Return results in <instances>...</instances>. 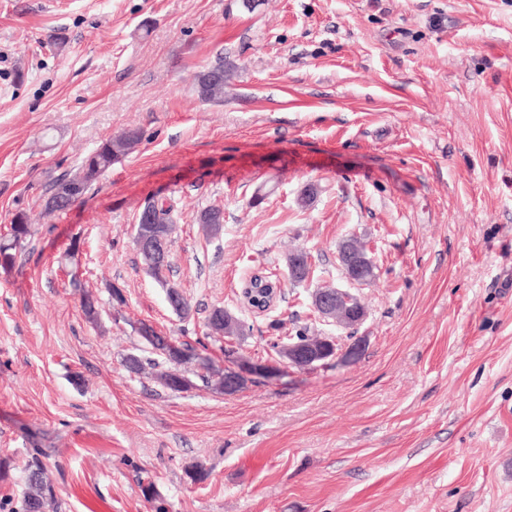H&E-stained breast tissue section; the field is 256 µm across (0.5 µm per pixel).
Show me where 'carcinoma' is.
Here are the masks:
<instances>
[{
	"label": "carcinoma",
	"mask_w": 512,
	"mask_h": 512,
	"mask_svg": "<svg viewBox=\"0 0 512 512\" xmlns=\"http://www.w3.org/2000/svg\"><path fill=\"white\" fill-rule=\"evenodd\" d=\"M208 69L221 76L220 83L203 89L199 84H194L198 99L205 103H221L224 101V85L231 69V64L224 61L219 55ZM141 140V134L136 129H129L122 135L103 141L98 147L84 158L81 165L72 174H64L51 181L49 194L56 195L63 199L64 204L60 210L82 202L85 196L107 172L113 164L118 162ZM151 210L149 223L156 225L166 237L167 243H172V234L175 230V209L170 200L166 198L149 197L140 206L138 214ZM197 223L201 224L202 230L210 237L218 236L223 230L224 212L218 208H206L197 215ZM31 237V228L25 213L15 214L8 232L0 235V266L6 267L15 263L18 253L23 249ZM140 263L145 272L155 281L167 283L166 271L170 268V261L166 260L161 264H152L145 255H139ZM167 298L171 309L182 319L191 315V306L183 294L174 287L167 288ZM225 310L222 307H214L206 317L205 326L207 332L204 339L196 340V345L189 343L183 347L189 351L184 358L175 356L163 342L149 346L150 355L130 354L125 359V366L129 372L141 375L147 370L155 371V377L166 389L174 393L185 392L195 386L192 377H197L204 386L217 392H224V378L213 375L210 370L197 368L191 372L186 365L192 363V355L196 347L207 349L205 340L216 338L227 334L229 336L243 335V324L239 323L235 328H230L224 323ZM159 353L164 357V362L152 358V354ZM22 512H58L59 502L55 494L53 481L48 474L47 467L40 461L35 460L33 467L28 469L25 478L24 489L21 497Z\"/></svg>",
	"instance_id": "1"
}]
</instances>
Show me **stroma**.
Returning a JSON list of instances; mask_svg holds the SVG:
<instances>
[{
    "mask_svg": "<svg viewBox=\"0 0 512 512\" xmlns=\"http://www.w3.org/2000/svg\"><path fill=\"white\" fill-rule=\"evenodd\" d=\"M219 54L236 69L204 104L195 75ZM130 129L140 142L84 202L45 214L49 180ZM149 196L175 206L164 285L133 243ZM19 211L33 235L0 267V512H18L36 448L59 512H512V0H0V234ZM352 234L377 265L366 286L338 262ZM296 248L365 306L354 362L270 351L275 320L341 333L289 280ZM260 271L282 287L263 314L241 294ZM217 306L246 334L210 342L216 368L276 377L172 393L125 369L142 326L191 342ZM197 223L209 237H217L223 230L224 213L218 208H206L197 215Z\"/></svg>",
    "mask_w": 512,
    "mask_h": 512,
    "instance_id": "35a3bbf8",
    "label": "stroma"
}]
</instances>
